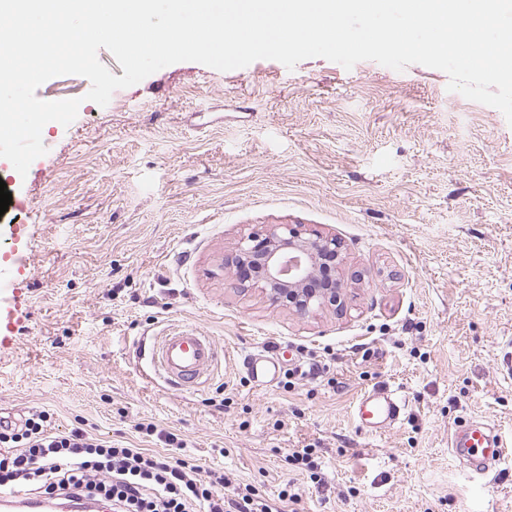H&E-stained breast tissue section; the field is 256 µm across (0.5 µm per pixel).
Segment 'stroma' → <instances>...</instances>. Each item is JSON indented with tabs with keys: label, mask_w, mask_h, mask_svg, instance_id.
Returning a JSON list of instances; mask_svg holds the SVG:
<instances>
[{
	"label": "stroma",
	"mask_w": 512,
	"mask_h": 512,
	"mask_svg": "<svg viewBox=\"0 0 512 512\" xmlns=\"http://www.w3.org/2000/svg\"><path fill=\"white\" fill-rule=\"evenodd\" d=\"M448 81L368 60L180 62L104 107L85 77L46 81L37 98L81 104L6 179L24 205L0 216V415L43 410L52 431L82 421L157 456L175 454L173 433L201 472L223 471L225 497L249 487L272 512H512V455L479 475L448 446L469 420L512 448L497 367L512 340V126ZM273 224L342 242L346 313L302 318L237 288L238 241ZM184 324L230 356L189 392L149 356ZM261 348L326 374L255 386L242 360ZM378 386L408 407L370 434L352 410ZM305 448L320 481L291 461Z\"/></svg>",
	"instance_id": "obj_1"
}]
</instances>
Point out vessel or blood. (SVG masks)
<instances>
[{"mask_svg": "<svg viewBox=\"0 0 512 512\" xmlns=\"http://www.w3.org/2000/svg\"><path fill=\"white\" fill-rule=\"evenodd\" d=\"M223 351L204 332L185 325L162 336L151 356L163 377L171 385L195 389L202 378L220 360ZM243 366L251 381L258 386L270 384L281 371L278 357L257 352L248 355ZM406 413V403L395 390L372 388L356 401L354 418L358 427L377 433L398 423ZM449 444L455 456L470 470L483 473L490 463L503 457L504 445L490 427L474 422L456 426ZM58 503L46 497H32L11 485H0V512H57Z\"/></svg>", "mask_w": 512, "mask_h": 512, "instance_id": "obj_1", "label": "vessel or blood"}]
</instances>
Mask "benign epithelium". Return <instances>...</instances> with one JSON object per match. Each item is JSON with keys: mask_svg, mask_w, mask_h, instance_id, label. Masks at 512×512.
Returning <instances> with one entry per match:
<instances>
[{"mask_svg": "<svg viewBox=\"0 0 512 512\" xmlns=\"http://www.w3.org/2000/svg\"><path fill=\"white\" fill-rule=\"evenodd\" d=\"M236 255L240 262L255 267L252 286L261 289L275 306L286 301L294 313L308 317L326 307L342 305L344 282L310 287L321 258L343 262L342 246L334 237L277 224L242 237Z\"/></svg>", "mask_w": 512, "mask_h": 512, "instance_id": "benign-epithelium-1", "label": "benign epithelium"}]
</instances>
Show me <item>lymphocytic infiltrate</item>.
Instances as JSON below:
<instances>
[{
  "mask_svg": "<svg viewBox=\"0 0 512 512\" xmlns=\"http://www.w3.org/2000/svg\"><path fill=\"white\" fill-rule=\"evenodd\" d=\"M46 412L0 423V483L66 500L103 497L113 512H270L258 494L224 497L223 472L200 474L186 458L156 457L76 426L58 434Z\"/></svg>",
  "mask_w": 512,
  "mask_h": 512,
  "instance_id": "1",
  "label": "lymphocytic infiltrate"
}]
</instances>
